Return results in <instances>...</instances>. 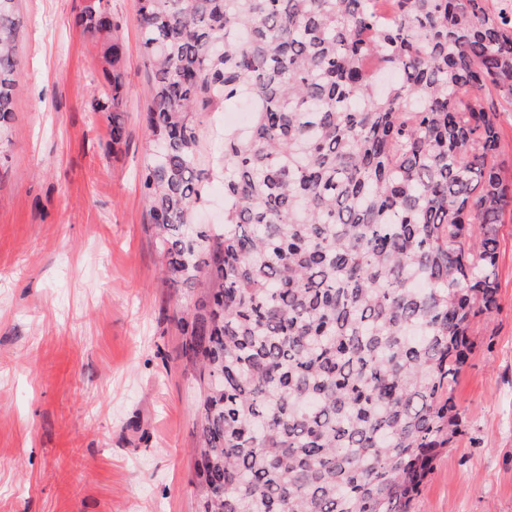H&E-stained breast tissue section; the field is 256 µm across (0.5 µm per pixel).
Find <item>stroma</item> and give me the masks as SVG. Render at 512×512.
<instances>
[{
    "label": "stroma",
    "mask_w": 512,
    "mask_h": 512,
    "mask_svg": "<svg viewBox=\"0 0 512 512\" xmlns=\"http://www.w3.org/2000/svg\"><path fill=\"white\" fill-rule=\"evenodd\" d=\"M86 0H19V92L0 146V512H197L189 484L198 376L139 175L152 151L138 0H109L124 45L125 134L92 102L104 38ZM242 103L201 113L210 168L197 221H224L219 156ZM500 310L474 325L453 395L465 431L413 512H512V221L499 225Z\"/></svg>",
    "instance_id": "obj_1"
}]
</instances>
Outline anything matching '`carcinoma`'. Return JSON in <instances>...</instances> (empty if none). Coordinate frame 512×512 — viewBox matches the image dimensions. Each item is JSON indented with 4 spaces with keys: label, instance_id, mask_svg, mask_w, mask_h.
<instances>
[{
    "label": "carcinoma",
    "instance_id": "obj_1",
    "mask_svg": "<svg viewBox=\"0 0 512 512\" xmlns=\"http://www.w3.org/2000/svg\"><path fill=\"white\" fill-rule=\"evenodd\" d=\"M138 0L158 154L139 180L170 283L209 288L186 322L201 387L200 512H412L465 422L453 387L499 309L512 214V0ZM112 143L123 44L104 0ZM16 0H0V134L16 93ZM224 134V226L194 223L199 113Z\"/></svg>",
    "mask_w": 512,
    "mask_h": 512
}]
</instances>
